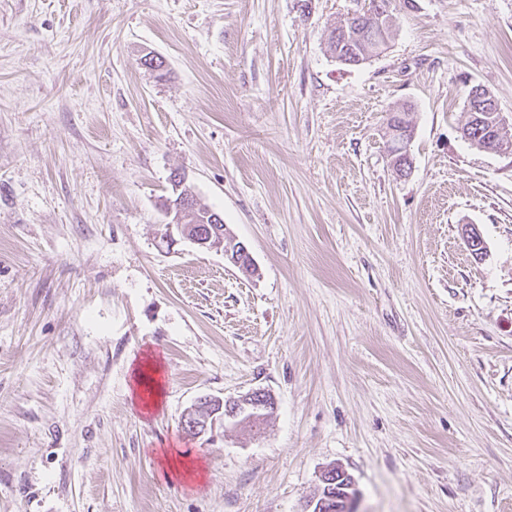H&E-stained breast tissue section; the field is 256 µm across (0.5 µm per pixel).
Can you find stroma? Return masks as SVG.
Masks as SVG:
<instances>
[{"label": "stroma", "mask_w": 512, "mask_h": 512, "mask_svg": "<svg viewBox=\"0 0 512 512\" xmlns=\"http://www.w3.org/2000/svg\"><path fill=\"white\" fill-rule=\"evenodd\" d=\"M362 5L0 0V512H310L332 465L357 512H512V155L460 133L475 85L512 116V0L398 5L346 66ZM177 172L256 273L162 243ZM258 389L261 427L183 432ZM357 20L361 21L360 25H362L363 27H367L368 25L372 26L375 19L370 16H363L359 18H353L352 22H350L351 19L347 18L346 20L343 21V23L340 22V24H337L334 28H332L327 36V47L332 55L336 56V53L338 52V50H340L343 29L347 30L350 39L355 40L353 38V35L356 34V28L360 26L355 25ZM352 26H355V28ZM338 31H340L341 33L339 35H336ZM177 453V455L175 454ZM182 456L173 449V450H164V462L168 466L169 471L173 476L177 479H183L185 481L192 479H200L203 477L202 472L204 471L202 466L197 464L195 466H188L182 461L180 458Z\"/></svg>", "instance_id": "1"}]
</instances>
